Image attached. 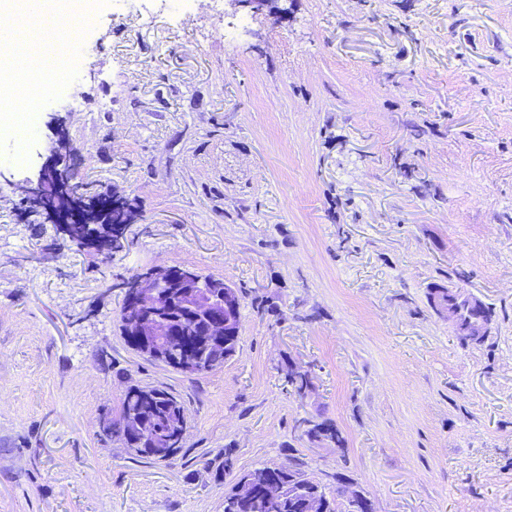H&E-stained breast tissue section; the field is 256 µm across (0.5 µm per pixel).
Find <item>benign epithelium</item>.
<instances>
[{"mask_svg":"<svg viewBox=\"0 0 512 512\" xmlns=\"http://www.w3.org/2000/svg\"><path fill=\"white\" fill-rule=\"evenodd\" d=\"M74 147L70 141H61L54 147L58 157L56 166L42 169L37 183L31 185L24 199L52 217H64L72 211H83L82 225L92 231L79 237L77 243L101 253L115 252L123 247L125 233L131 221L110 224L108 213L90 210L72 187V173L68 158ZM112 225V233L99 236L100 225ZM124 321V334L133 338L142 353L163 363H178L185 374H197L203 367L199 358H175L177 336L169 321L162 315L172 303L182 309L190 326L198 327L207 346H227L240 337L239 317L242 298L236 288L222 279L206 278L196 271L181 266L149 268L139 272L129 285ZM436 311L447 318L458 333L466 335L473 329L487 331L482 320L483 304L473 295L460 289H439L432 298ZM470 315L471 327H461V314Z\"/></svg>","mask_w":512,"mask_h":512,"instance_id":"7a95c632","label":"benign epithelium"}]
</instances>
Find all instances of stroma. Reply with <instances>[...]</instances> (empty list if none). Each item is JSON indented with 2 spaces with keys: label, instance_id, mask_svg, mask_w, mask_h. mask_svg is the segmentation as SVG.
Masks as SVG:
<instances>
[{
  "label": "stroma",
  "instance_id": "obj_1",
  "mask_svg": "<svg viewBox=\"0 0 512 512\" xmlns=\"http://www.w3.org/2000/svg\"><path fill=\"white\" fill-rule=\"evenodd\" d=\"M83 44L82 94L41 112L26 165L0 154V512H224L228 448L374 512H512V0H194L177 25L104 13ZM62 136L74 181L135 212L111 260L24 199ZM168 265L241 290L223 366L126 344L121 283ZM437 287L493 310L483 342ZM133 384L186 407L168 461L101 432ZM431 302L436 311L446 317L461 335H466L476 328L486 333L488 323L481 318L484 311L483 304L470 293L461 289L439 288V292L435 294ZM462 304H464L465 310ZM462 313H470L468 322L471 324V328L465 329V326L461 328Z\"/></svg>",
  "mask_w": 512,
  "mask_h": 512
}]
</instances>
